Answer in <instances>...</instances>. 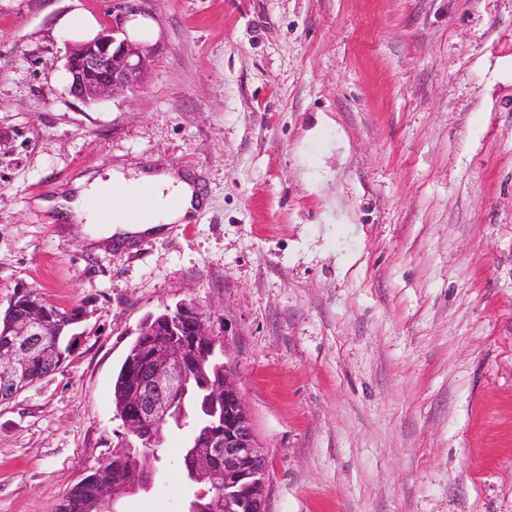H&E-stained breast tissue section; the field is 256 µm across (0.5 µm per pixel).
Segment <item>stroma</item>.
Segmentation results:
<instances>
[{"instance_id":"35a3bbf8","label":"stroma","mask_w":512,"mask_h":512,"mask_svg":"<svg viewBox=\"0 0 512 512\" xmlns=\"http://www.w3.org/2000/svg\"><path fill=\"white\" fill-rule=\"evenodd\" d=\"M137 5L143 88L86 103L56 26L112 0H0V310L83 315L0 404V512H53L120 443L113 377L185 299L231 347L267 512H512V0ZM118 164L204 205L120 248L42 208ZM185 443L119 512H185Z\"/></svg>"}]
</instances>
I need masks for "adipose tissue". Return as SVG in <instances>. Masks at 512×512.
<instances>
[{
  "mask_svg": "<svg viewBox=\"0 0 512 512\" xmlns=\"http://www.w3.org/2000/svg\"><path fill=\"white\" fill-rule=\"evenodd\" d=\"M145 186L155 198V218L148 224L134 218L138 193ZM75 188L73 199L64 206L69 222L103 225V238L118 243L158 236L168 225L188 223L203 204L193 177L183 172L112 169L91 179H78Z\"/></svg>",
  "mask_w": 512,
  "mask_h": 512,
  "instance_id": "obj_1",
  "label": "adipose tissue"
}]
</instances>
